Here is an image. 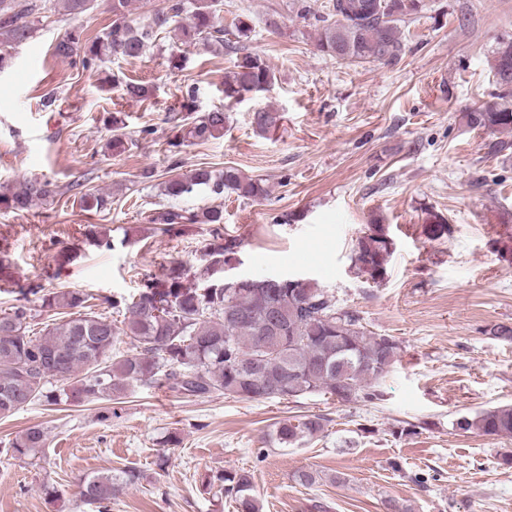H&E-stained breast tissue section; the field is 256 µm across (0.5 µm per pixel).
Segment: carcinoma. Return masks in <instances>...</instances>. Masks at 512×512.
I'll list each match as a JSON object with an SVG mask.
<instances>
[{
    "label": "carcinoma",
    "instance_id": "1",
    "mask_svg": "<svg viewBox=\"0 0 512 512\" xmlns=\"http://www.w3.org/2000/svg\"><path fill=\"white\" fill-rule=\"evenodd\" d=\"M379 0H329L323 26L317 30V46L331 57L350 63L393 62L404 44L397 23L418 13L422 0H387L388 10L378 15ZM131 0H112V24L89 38L70 29L55 43L54 55L86 72H95L108 58L136 59L149 41L171 24H177L184 45H216L237 52V42L224 37L219 22L221 0H166L149 22L134 26L127 21ZM36 5L16 9L12 0H0V44H20L32 37L26 18ZM492 70L498 92L482 106L462 113L472 127L507 135L493 143L501 154L512 149V41H502L493 51ZM275 74L258 54L236 57L234 70L224 78V97L266 91ZM125 95L145 100L150 89L142 84L115 79ZM195 91L187 90L188 103L181 105L178 135L170 146L206 142L224 136L230 116L222 109L192 114ZM281 115L273 109L252 114L253 130L266 135L279 128ZM123 120H112L107 149L126 150ZM207 189L220 197L261 201L270 196L263 180L243 175L228 166L215 173L196 169L176 174L162 183V195L177 199ZM53 183L43 177L26 178L0 185V210L23 211L53 197ZM85 211H104L110 195L96 190L80 197ZM153 231L181 236L193 224L209 226L210 242L204 253L205 274L224 272L241 245L238 237L224 231L220 205L183 209L173 205L154 209L146 216ZM422 233L431 242L448 238L450 224L439 213L422 211ZM394 252L388 227L378 222L367 226L354 249L355 273L376 285L382 284ZM87 297L72 290L51 291L42 298L47 314L44 334L32 336L31 321L37 314L25 305L0 312V417H8L30 405L80 400H116L134 385L157 387L188 397L214 394L251 401L288 400L324 393L339 402L382 400L379 389L400 354L394 336L370 330L359 313L343 307L329 290L305 279L284 278L271 286L262 278H222L203 286L188 279L184 269L173 265L159 275L144 278L139 291L129 297L104 298L117 318L85 311ZM133 346L120 350V337ZM329 418L303 415L280 421L275 441L285 447H303L325 432ZM463 432L486 436H512V404L500 405L459 418ZM47 432L31 426L8 440L0 451L12 458L34 457L46 447ZM141 479V474L110 471L85 480L80 501L95 512H110L112 500ZM238 512H260L251 474L226 470L213 477Z\"/></svg>",
    "mask_w": 512,
    "mask_h": 512
}]
</instances>
